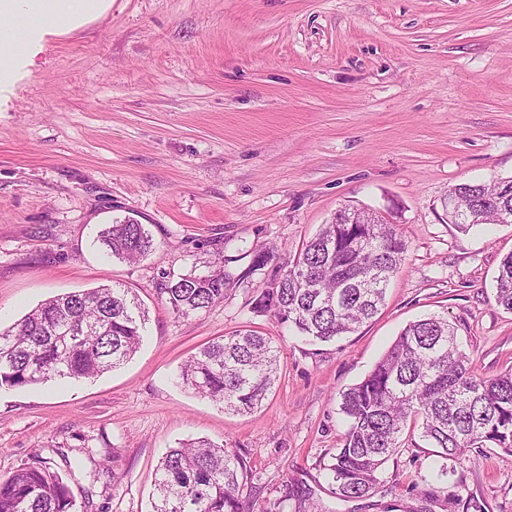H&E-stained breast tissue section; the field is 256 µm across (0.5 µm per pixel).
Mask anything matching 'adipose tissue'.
Masks as SVG:
<instances>
[{
    "instance_id": "obj_1",
    "label": "adipose tissue",
    "mask_w": 512,
    "mask_h": 512,
    "mask_svg": "<svg viewBox=\"0 0 512 512\" xmlns=\"http://www.w3.org/2000/svg\"><path fill=\"white\" fill-rule=\"evenodd\" d=\"M105 7L106 0H0V18L25 15L34 21L19 50L0 56V82L11 81L23 58L38 53L46 28L66 32L99 16Z\"/></svg>"
}]
</instances>
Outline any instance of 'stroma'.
I'll list each match as a JSON object with an SVG mask.
<instances>
[{
  "instance_id": "35a3bbf8",
  "label": "stroma",
  "mask_w": 512,
  "mask_h": 512,
  "mask_svg": "<svg viewBox=\"0 0 512 512\" xmlns=\"http://www.w3.org/2000/svg\"><path fill=\"white\" fill-rule=\"evenodd\" d=\"M512 177V0H108L46 35L0 87V327L101 285L148 312L132 359L94 379L0 388V476L44 458L74 512H150L158 461L203 438L242 456L258 512H445L424 498L442 464L397 448L372 495L342 500L325 467L342 391L411 322L447 318L476 370L512 369V312L494 300L512 224L464 232L452 185ZM380 212L407 244L380 313L312 342L250 309L248 251L295 254L338 209ZM148 225L155 253L104 255L98 235ZM223 264L222 302L181 316L165 279ZM273 338L279 379L247 415L177 381L236 329ZM456 491L512 512V458L470 453Z\"/></svg>"
}]
</instances>
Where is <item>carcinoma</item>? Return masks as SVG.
Instances as JSON below:
<instances>
[{"label":"carcinoma","mask_w":512,"mask_h":512,"mask_svg":"<svg viewBox=\"0 0 512 512\" xmlns=\"http://www.w3.org/2000/svg\"><path fill=\"white\" fill-rule=\"evenodd\" d=\"M456 208L448 221L465 232V213L482 210L485 222L512 224V177L451 186ZM107 253L135 261L155 249L143 224L115 222L100 235ZM407 244L393 224L322 225L295 255L277 260L254 249L243 277L262 275L252 298L255 313L316 341L356 332L384 305ZM231 285L220 265L205 274L170 278L160 293L182 316L224 301ZM495 301L512 311V252L503 256ZM148 314L121 288L101 286L53 297L8 328L0 329V387L38 385L52 379H91L129 360L139 349ZM281 350L255 330H235L192 355L180 367V383L227 412L249 413L263 403L277 380ZM348 419L341 446L328 465L334 494L346 499L372 494L382 465L404 432H417L446 460L442 477L473 450L499 448L512 454V370L487 377L477 372L457 342L455 327L431 316L407 325L360 382L341 394ZM248 479L235 451L207 440L187 441L161 458L155 473L152 512H250L243 497ZM429 499H443L482 512L446 486H432ZM67 484L45 461L24 464L0 477V512H71Z\"/></svg>","instance_id":"carcinoma-1"}]
</instances>
